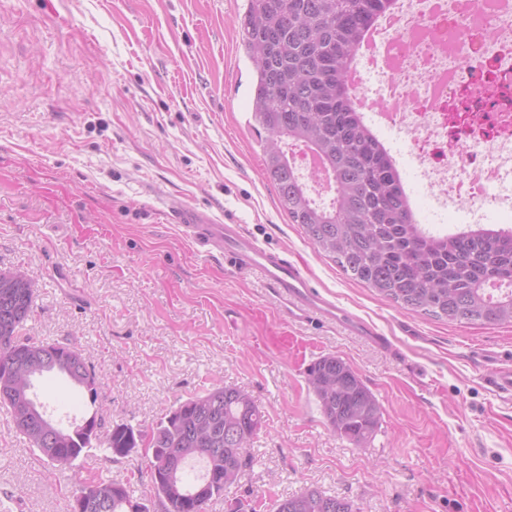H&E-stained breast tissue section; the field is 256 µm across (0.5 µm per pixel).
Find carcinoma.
<instances>
[{
    "mask_svg": "<svg viewBox=\"0 0 512 512\" xmlns=\"http://www.w3.org/2000/svg\"><path fill=\"white\" fill-rule=\"evenodd\" d=\"M392 0H246L240 18L241 43L255 68L252 119L264 132V170L278 203L292 224L352 280L400 307L449 323H512V230L492 228L433 235L415 222L401 176L380 141L362 119L346 83L363 32ZM296 148L317 154L333 183L329 203L318 204L306 177L292 165ZM34 284L15 279L0 285V384L16 356L33 344L19 328L33 313ZM71 381L98 390L92 367ZM329 427L357 446L376 432L381 407L351 366L335 355L314 362L307 372ZM32 380L19 381L0 407L39 454L57 465H72L99 439L102 417L92 412L93 437L52 439L41 418L26 420L19 406L35 404ZM263 416L251 394L226 386L210 388L178 403L150 432L149 479L164 512H204L251 465L248 440ZM62 451L46 453L52 444ZM107 450L137 448L128 424H117L104 441ZM204 469L224 467V484L194 499L185 491L203 484L207 473L167 477L161 464L170 449ZM103 496L91 512H128L135 501L131 479L79 477L75 492ZM275 512H353L344 497L305 490L275 504Z\"/></svg>",
    "mask_w": 512,
    "mask_h": 512,
    "instance_id": "carcinoma-1",
    "label": "carcinoma"
}]
</instances>
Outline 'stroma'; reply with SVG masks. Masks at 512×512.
<instances>
[{
  "label": "stroma",
  "mask_w": 512,
  "mask_h": 512,
  "mask_svg": "<svg viewBox=\"0 0 512 512\" xmlns=\"http://www.w3.org/2000/svg\"><path fill=\"white\" fill-rule=\"evenodd\" d=\"M245 0H0V270L35 279L23 335L77 347L98 378L104 430H147L213 385L248 390L263 422L254 461L206 512H273L318 489L355 512H512V401L488 374L512 325L448 324L347 278L280 209L250 122ZM209 209L387 343L289 318L256 270L197 252L172 205ZM334 354L377 397L362 447L327 425L307 370ZM35 391L78 420L88 395L50 373ZM88 468L133 475L142 451L95 448ZM76 477L43 462L0 408V512H70Z\"/></svg>",
  "instance_id": "1"
}]
</instances>
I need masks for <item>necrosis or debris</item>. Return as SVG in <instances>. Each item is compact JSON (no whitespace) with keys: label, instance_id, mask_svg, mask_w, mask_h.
Segmentation results:
<instances>
[{"label":"necrosis or debris","instance_id":"obj_1","mask_svg":"<svg viewBox=\"0 0 512 512\" xmlns=\"http://www.w3.org/2000/svg\"><path fill=\"white\" fill-rule=\"evenodd\" d=\"M354 96L373 134L405 133L395 166L416 161L441 206L469 228L512 206V0H401L398 20L364 58Z\"/></svg>","mask_w":512,"mask_h":512}]
</instances>
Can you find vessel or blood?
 I'll use <instances>...</instances> for the list:
<instances>
[{"mask_svg": "<svg viewBox=\"0 0 512 512\" xmlns=\"http://www.w3.org/2000/svg\"><path fill=\"white\" fill-rule=\"evenodd\" d=\"M175 219L183 232L205 253L223 257L240 271H259L277 295L287 303L289 315L298 321L325 320L352 326L361 335L381 343V336L362 322L351 318L335 302L312 286L305 271L282 253L261 247L238 224L220 223L210 212L195 206L176 209ZM487 383L502 397L512 399V364L496 368Z\"/></svg>", "mask_w": 512, "mask_h": 512, "instance_id": "b4317fda", "label": "vessel or blood"}]
</instances>
